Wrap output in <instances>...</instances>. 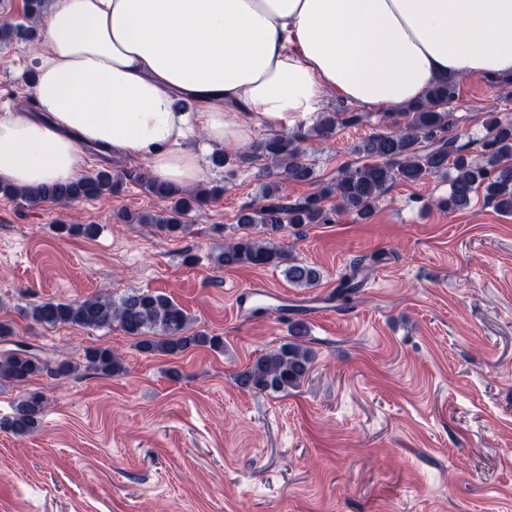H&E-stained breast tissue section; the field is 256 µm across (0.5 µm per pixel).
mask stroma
Listing matches in <instances>:
<instances>
[{
	"instance_id": "stroma-1",
	"label": "stroma",
	"mask_w": 512,
	"mask_h": 512,
	"mask_svg": "<svg viewBox=\"0 0 512 512\" xmlns=\"http://www.w3.org/2000/svg\"><path fill=\"white\" fill-rule=\"evenodd\" d=\"M31 69L28 42L0 45V108L34 111ZM449 109L459 144L479 157L480 116L512 121V83L463 78ZM322 110L362 117L309 154L324 183L395 122L332 96ZM263 166H207L204 186L222 192L176 237L116 220L164 207L132 180L68 205L0 196V318L14 320L16 340L80 365L59 380L0 387L1 418L25 392L48 399L37 431H0V512H512V216L480 195L464 210L441 208V176L394 181L369 220L340 214L280 238L320 271L308 291L279 267L217 262L240 233V211L261 202ZM356 265L358 303L306 321L315 358L303 384L285 394L238 388L236 373L290 335L280 321L238 316L234 290L261 284L302 303L335 291ZM138 289L170 296L223 350L172 359L139 351L116 328H46L25 315L49 299ZM97 346L121 354L124 373L84 369Z\"/></svg>"
}]
</instances>
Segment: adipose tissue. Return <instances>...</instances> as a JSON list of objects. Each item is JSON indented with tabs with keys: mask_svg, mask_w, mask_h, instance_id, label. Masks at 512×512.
Instances as JSON below:
<instances>
[{
	"mask_svg": "<svg viewBox=\"0 0 512 512\" xmlns=\"http://www.w3.org/2000/svg\"><path fill=\"white\" fill-rule=\"evenodd\" d=\"M33 59L0 183L77 180L96 148L187 189L212 146L303 133L328 94L398 112L451 75L512 79V0H53Z\"/></svg>",
	"mask_w": 512,
	"mask_h": 512,
	"instance_id": "ef3b65f1",
	"label": "adipose tissue"
}]
</instances>
